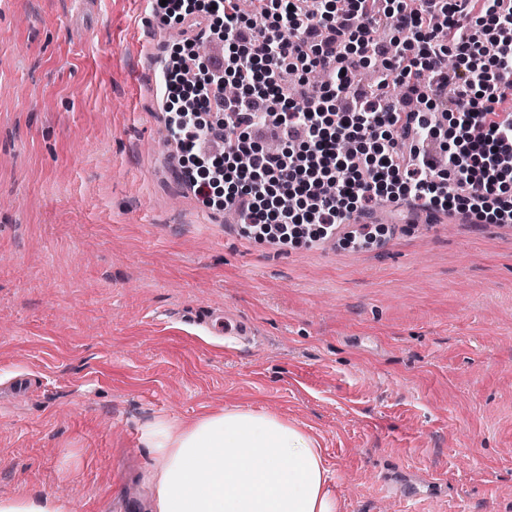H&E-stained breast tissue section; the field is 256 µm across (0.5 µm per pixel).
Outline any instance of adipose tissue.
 Wrapping results in <instances>:
<instances>
[{"instance_id":"ef3b65f1","label":"adipose tissue","mask_w":512,"mask_h":512,"mask_svg":"<svg viewBox=\"0 0 512 512\" xmlns=\"http://www.w3.org/2000/svg\"><path fill=\"white\" fill-rule=\"evenodd\" d=\"M151 512H341L317 438L265 411L231 407L141 431Z\"/></svg>"}]
</instances>
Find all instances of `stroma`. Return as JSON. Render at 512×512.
Segmentation results:
<instances>
[{"instance_id":"stroma-1","label":"stroma","mask_w":512,"mask_h":512,"mask_svg":"<svg viewBox=\"0 0 512 512\" xmlns=\"http://www.w3.org/2000/svg\"><path fill=\"white\" fill-rule=\"evenodd\" d=\"M206 24L0 0V388L28 386L0 397V496L135 512L142 428L241 406L311 430L341 512H512V223L385 198L372 245L246 237L149 80ZM216 308L251 345L207 331Z\"/></svg>"}]
</instances>
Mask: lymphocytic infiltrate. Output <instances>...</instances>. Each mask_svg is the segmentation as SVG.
<instances>
[{
    "label": "lymphocytic infiltrate",
    "instance_id": "1",
    "mask_svg": "<svg viewBox=\"0 0 512 512\" xmlns=\"http://www.w3.org/2000/svg\"><path fill=\"white\" fill-rule=\"evenodd\" d=\"M224 24L226 52L221 64L192 68L171 57L163 74L166 98L177 103L171 133L202 178L191 185L205 205L220 185L234 186L225 206L256 237L277 241L335 234L337 224L356 212L370 213L381 198L413 200L435 207L456 201L445 179L464 186L469 210L489 224L512 220V203L502 201L512 175V117H501L512 102V0H349L340 11L333 0H252L253 15L270 19L255 29L237 0H208ZM394 32L390 45H376L378 24ZM424 39L421 57H409L408 38ZM376 51L385 66L373 86L357 83L353 72ZM458 65L449 68L448 53ZM292 71L301 88L288 97L280 82ZM327 71V83L307 90L308 76ZM399 79L418 108L406 109L391 94ZM458 88L452 110L453 148L440 153L427 145L437 137L429 114L441 105L448 85ZM224 118L205 125L201 115ZM266 128L279 141L270 151L252 132ZM232 144L223 168L213 163L215 137ZM409 141L414 162L400 167V141ZM355 145L339 153L337 142Z\"/></svg>",
    "mask_w": 512,
    "mask_h": 512
}]
</instances>
